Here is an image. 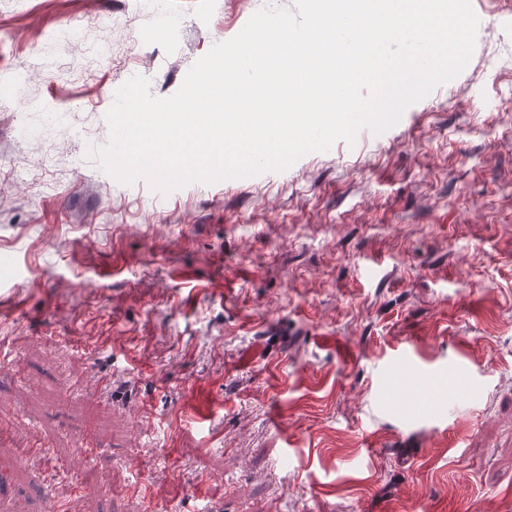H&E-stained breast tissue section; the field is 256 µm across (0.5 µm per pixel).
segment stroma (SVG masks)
I'll return each instance as SVG.
<instances>
[{
  "label": "stroma",
  "instance_id": "1",
  "mask_svg": "<svg viewBox=\"0 0 512 512\" xmlns=\"http://www.w3.org/2000/svg\"><path fill=\"white\" fill-rule=\"evenodd\" d=\"M471 5L393 128L165 197L85 157L116 90L295 0H0V512H512V0Z\"/></svg>",
  "mask_w": 512,
  "mask_h": 512
}]
</instances>
